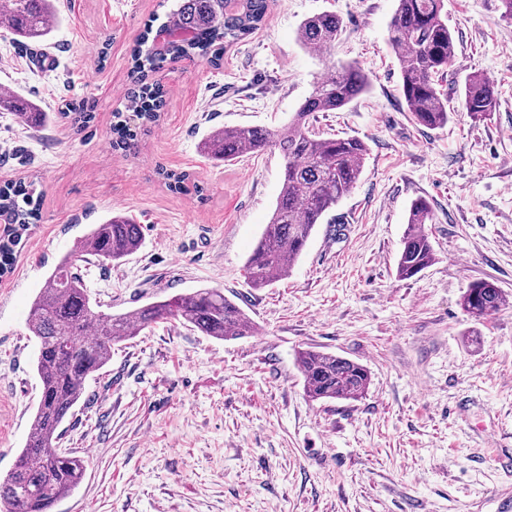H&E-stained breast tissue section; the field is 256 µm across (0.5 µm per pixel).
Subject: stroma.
Masks as SVG:
<instances>
[{
	"mask_svg": "<svg viewBox=\"0 0 512 512\" xmlns=\"http://www.w3.org/2000/svg\"><path fill=\"white\" fill-rule=\"evenodd\" d=\"M172 0H58L50 40L29 50L0 26V87L36 100L38 130L0 112V185L33 180L39 221L0 278V478L12 469L40 397L27 317L48 271L112 213L144 228L139 251L85 283L119 314L219 288L256 325L217 340L177 320L112 346L61 445L85 460L53 512H512V306L483 321L460 298L474 281L512 296V21L499 0H445L455 58L441 82L452 117L416 125L388 43L396 0H271L262 26L213 68L158 72L159 120L136 149H112L125 111L130 53ZM330 11L344 30L332 58L368 88L319 130L369 148L363 174L317 225L288 278L249 287L244 265L272 214L276 150L217 166L200 153L224 126L281 128L327 74L297 41ZM492 79L491 121L458 109L466 78ZM85 102L86 125L57 114ZM187 173L169 189L162 171ZM427 199L436 261L402 280L396 265L411 203ZM330 352L371 374L359 400L313 402L298 351Z\"/></svg>",
	"mask_w": 512,
	"mask_h": 512,
	"instance_id": "stroma-1",
	"label": "stroma"
}]
</instances>
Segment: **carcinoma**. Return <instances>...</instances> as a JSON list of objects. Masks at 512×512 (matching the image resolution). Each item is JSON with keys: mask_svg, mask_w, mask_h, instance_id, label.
<instances>
[{"mask_svg": "<svg viewBox=\"0 0 512 512\" xmlns=\"http://www.w3.org/2000/svg\"><path fill=\"white\" fill-rule=\"evenodd\" d=\"M270 0H177L162 22L165 27L191 34L188 42L172 43L165 53L155 51L153 25H145L132 51L130 108L141 121L153 123L165 106L166 92L154 79L167 62L200 58L218 69L224 49L257 30L265 21ZM0 20L25 46L45 42L58 24L54 0H0ZM343 20L332 12L306 18L297 38L309 54L323 58L336 47ZM388 43L400 67L401 95L412 120L425 128L448 124V99L439 77L452 65L455 43L448 27L444 0H397ZM365 75L351 65L331 66L312 92L277 132L254 126H224L209 131L200 153L218 164L241 154L276 149L283 158L281 187L264 232L247 259L244 271L254 288H264L293 270L316 225L349 194L363 173L368 145L356 137H337L315 129L318 112L346 107L367 88ZM494 82L471 76L459 107L484 121L497 111ZM12 113L29 128L47 125L52 113L13 91L0 90V111ZM118 150L135 149L133 134L120 113L115 114ZM35 183L10 182L0 186V221L8 234L0 236V277L10 273L22 239L37 220ZM430 202L416 199L410 206L407 230L397 261L401 279L416 276L436 257L424 226L433 222ZM143 226L123 213H114L79 240L72 253L46 278L28 314V329L38 341L35 371L40 398L32 414L24 447L14 467L0 479V512H52L84 476V461L58 448L62 425L73 415L88 380L112 359V344L138 335L162 320L178 319L217 340L250 336L254 325L244 309L217 288H200L112 315L96 312L85 284L83 265L95 261L108 267L120 263L143 245ZM460 305L476 320L490 317L508 305L501 288L488 280L471 283ZM307 397L312 401L357 400L367 392L371 375L362 364L333 353H298Z\"/></svg>", "mask_w": 512, "mask_h": 512, "instance_id": "cac0c4a2", "label": "carcinoma"}]
</instances>
